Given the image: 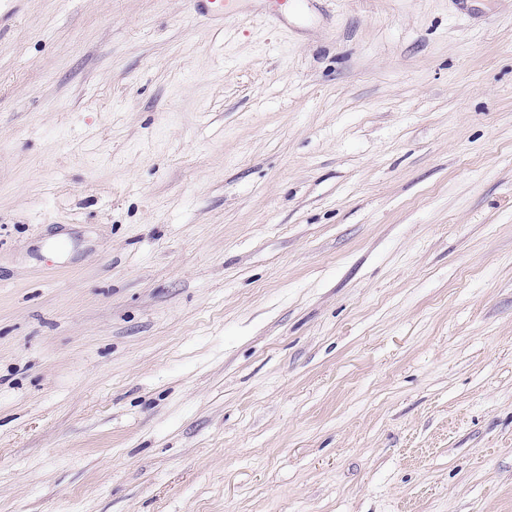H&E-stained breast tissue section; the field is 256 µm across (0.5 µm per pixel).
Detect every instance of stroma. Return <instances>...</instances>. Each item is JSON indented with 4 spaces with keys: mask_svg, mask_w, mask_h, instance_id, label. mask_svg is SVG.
Listing matches in <instances>:
<instances>
[{
    "mask_svg": "<svg viewBox=\"0 0 512 512\" xmlns=\"http://www.w3.org/2000/svg\"><path fill=\"white\" fill-rule=\"evenodd\" d=\"M4 29L0 512H512V0Z\"/></svg>",
    "mask_w": 512,
    "mask_h": 512,
    "instance_id": "obj_1",
    "label": "stroma"
}]
</instances>
